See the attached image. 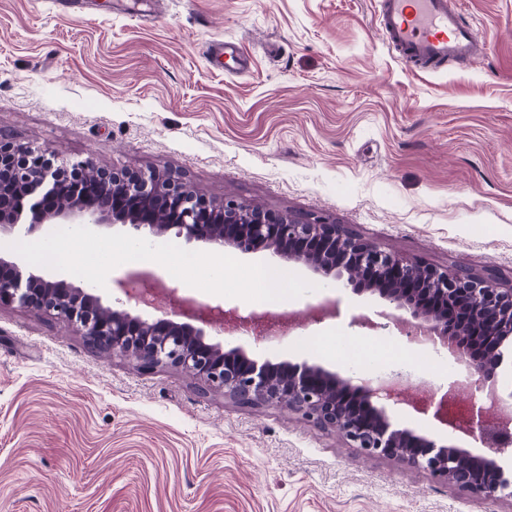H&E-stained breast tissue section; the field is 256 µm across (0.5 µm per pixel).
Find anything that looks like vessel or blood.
Instances as JSON below:
<instances>
[{"mask_svg":"<svg viewBox=\"0 0 512 512\" xmlns=\"http://www.w3.org/2000/svg\"><path fill=\"white\" fill-rule=\"evenodd\" d=\"M377 15L385 44L414 65L473 59L485 50L477 25L464 23L448 0H380Z\"/></svg>","mask_w":512,"mask_h":512,"instance_id":"obj_1","label":"vessel or blood"}]
</instances>
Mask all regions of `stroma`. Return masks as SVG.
<instances>
[{
    "label": "stroma",
    "mask_w": 512,
    "mask_h": 512,
    "mask_svg": "<svg viewBox=\"0 0 512 512\" xmlns=\"http://www.w3.org/2000/svg\"><path fill=\"white\" fill-rule=\"evenodd\" d=\"M376 0H0V138L60 160L166 171L208 198L314 214L438 268L494 269L512 286V0H459L485 55L433 73L382 41ZM234 42V63L218 50ZM316 289L267 304L295 338L211 333L273 363L343 376L341 341L378 294L283 261ZM152 307L112 286L104 304L154 319L179 301L252 318L255 303L190 287L164 267ZM336 303L316 319L312 306ZM465 366L433 347L413 393H441ZM392 423L471 454L482 445L432 414ZM0 512H512L398 460L347 447L275 407L200 395L179 369L143 370L91 349L68 323L0 307Z\"/></svg>",
    "instance_id": "stroma-1"
}]
</instances>
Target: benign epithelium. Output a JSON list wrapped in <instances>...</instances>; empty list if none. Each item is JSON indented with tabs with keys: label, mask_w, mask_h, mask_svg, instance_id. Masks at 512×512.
Masks as SVG:
<instances>
[{
	"label": "benign epithelium",
	"mask_w": 512,
	"mask_h": 512,
	"mask_svg": "<svg viewBox=\"0 0 512 512\" xmlns=\"http://www.w3.org/2000/svg\"><path fill=\"white\" fill-rule=\"evenodd\" d=\"M164 214V223L157 215ZM27 217V232L43 224H121L156 238L175 231L186 242L231 246L241 253L271 251L331 276L355 292H376L386 303L379 316L419 332L411 341L440 342L465 360L472 395L490 389L499 407L492 420L482 410L462 419L453 411L457 390L440 399L405 391L408 374L391 371L375 379L342 377L319 365L272 363L251 358L240 347L223 350L206 341L209 311L190 319H145L107 308L101 298L65 279L35 274L0 255V306L18 304L73 325L87 344L145 370L170 366L192 373L203 394L249 407L286 406L321 430L338 432L351 447L370 456L394 458L423 468L486 498L512 497V470L497 455L512 447L509 403L495 390L498 369L512 350V287H499L493 272L440 269L409 262L319 216L254 209L236 199H205L168 172L114 171L88 157L58 162L47 153L0 139V233ZM433 412L442 424L466 436L479 435L488 449L474 456L395 426L385 405Z\"/></svg>",
	"instance_id": "1"
}]
</instances>
